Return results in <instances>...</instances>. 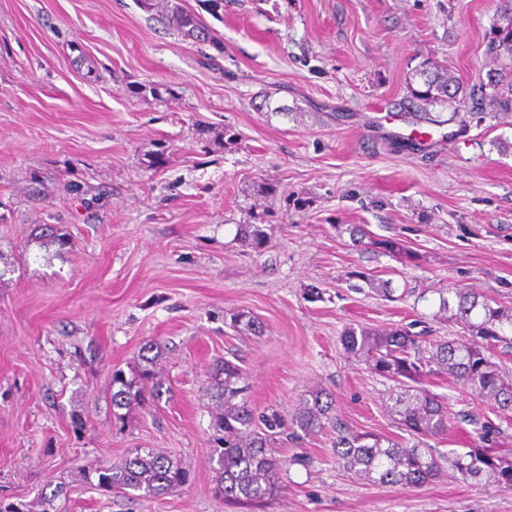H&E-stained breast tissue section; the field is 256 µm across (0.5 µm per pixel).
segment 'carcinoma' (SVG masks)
<instances>
[{
    "mask_svg": "<svg viewBox=\"0 0 512 512\" xmlns=\"http://www.w3.org/2000/svg\"><path fill=\"white\" fill-rule=\"evenodd\" d=\"M146 12H156L172 33L195 43L208 42L217 50L221 43L212 37L201 18L185 9L177 0H138ZM501 22L493 27L488 45L490 68L481 85L483 101L491 117L512 116V0H502ZM421 83L410 88L413 99L422 105L454 102L458 93L456 77L438 66L417 72ZM39 246L64 245V238L51 224L38 226ZM244 238L256 251L263 249L268 237L259 224H247ZM456 312L452 317L467 335L462 341L429 339L424 332L409 326L377 330L349 326L340 336L344 351L362 362L373 374L394 383L390 391V412L395 421L413 439L401 443L372 432L337 429L333 448L336 459L359 479L390 486H422L437 478L440 463L428 439L448 432L452 418L447 407L424 386L432 376L448 374L477 396L492 403L499 420L512 422V379L504 377L494 351L512 348V307L499 304L467 290L455 292ZM234 328L261 332L255 317L234 312ZM153 346L144 348L140 364L127 376L121 370L112 373V414L133 404H145L156 396L148 388L157 371L158 356L150 357ZM242 367L232 360L217 362L207 380V393L215 403L213 426L222 433L217 454L216 487L223 500H261L279 489L280 472L287 461L272 453L278 427L266 423L270 433L255 429V415L247 401L239 399L243 391ZM334 401L330 393L314 389L304 395L295 412L293 424L304 432L335 426ZM448 464L456 478L477 480L483 476L499 486L512 489V460L491 455L475 447L452 453ZM90 486L115 494L140 493L158 497L180 490L189 481V472L176 459L152 449H137L110 466L84 471Z\"/></svg>",
    "mask_w": 512,
    "mask_h": 512,
    "instance_id": "cac0c4a2",
    "label": "carcinoma"
}]
</instances>
